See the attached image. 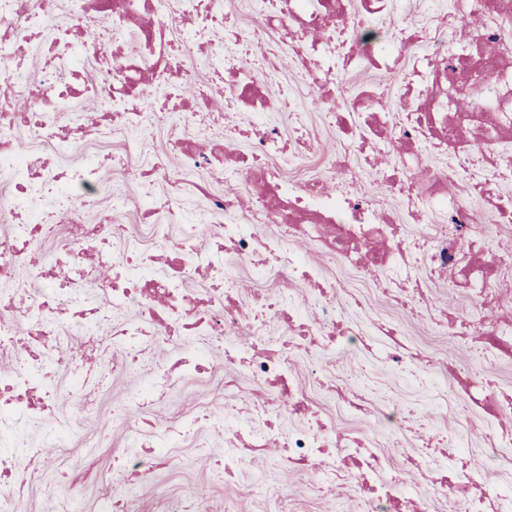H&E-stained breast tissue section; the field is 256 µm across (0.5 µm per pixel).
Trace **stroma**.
Returning <instances> with one entry per match:
<instances>
[{"label":"stroma","mask_w":512,"mask_h":512,"mask_svg":"<svg viewBox=\"0 0 512 512\" xmlns=\"http://www.w3.org/2000/svg\"><path fill=\"white\" fill-rule=\"evenodd\" d=\"M337 84L351 93L372 92L382 111L398 116L410 111L417 87L411 64H403L395 74L368 71L361 74H338ZM295 91L298 109L304 110L307 129L320 146L322 154L337 153L341 141L333 126L324 118L323 108L307 109L308 100L322 90L292 59L283 60L276 83L266 84L267 93H275L277 84ZM172 132L160 127L140 142L138 151L126 154L119 137L89 135L60 165L74 163L88 153H97L103 162V188L119 189L127 202V217L135 219L141 194V180L133 169L145 166L154 154L162 152L170 169H177L176 153L165 147ZM396 161L394 153L376 158L356 155L345 175L353 191L370 200L382 213L402 217L407 213L405 198L389 193L377 177L379 170ZM312 261L325 274L340 281L336 307L348 320L371 326L377 323L398 326L414 343L420 359L434 364L429 384H420L407 370L377 361L371 351L349 348L323 357L317 371H310L307 357L296 353L295 370L299 381L315 402L316 412L335 423L338 431H357L365 435L379 453L406 461L422 445L435 444L442 438L460 442L467 459L481 464L491 479L512 485V475L502 473L484 453L477 416L466 411L457 386L458 378L489 373L495 390L512 391V362L488 366L475 350L460 347L448 336L438 334L432 316L446 312L460 317L468 305L461 290L445 284H429V305L415 314L401 312L390 295L383 291L374 276L362 275L325 254L315 253ZM176 355L174 346L147 344L134 373L118 375L112 371L119 350L109 346L92 351L84 358L64 360L49 377L58 395L48 416L24 431L27 440L42 443L50 427L68 425L72 431L66 446L46 448L37 461L38 482L26 485L16 497L15 512H55L58 493L73 478L72 472L84 452L85 443L98 446V476L82 485L80 493L84 512H93L99 496L121 489L126 476L113 469L114 455L123 452L132 441L131 432L113 422L112 414L120 409L126 393L150 381L158 366L168 364ZM89 379L95 388L96 405L92 411L81 410L69 398L74 377ZM351 393L366 390L376 407L375 414L361 416L351 412L346 403L333 397L332 389ZM270 391L259 384L243 383L240 392L228 395L219 378L202 376L184 378L165 387L161 403L149 410L140 427L148 433L153 425H169L185 417H203L208 409L226 407L242 412L251 421L272 409ZM224 437L200 426L196 435L180 440L171 448L166 460L149 481L138 487V502L143 512H151L163 495L183 496L198 490L204 495L200 512H353L352 491L343 485L319 490L308 487L305 472L296 469L284 447L244 454L233 477L221 473Z\"/></svg>","instance_id":"stroma-1"}]
</instances>
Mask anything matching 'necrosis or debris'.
Returning a JSON list of instances; mask_svg holds the SVG:
<instances>
[{
  "mask_svg": "<svg viewBox=\"0 0 512 512\" xmlns=\"http://www.w3.org/2000/svg\"><path fill=\"white\" fill-rule=\"evenodd\" d=\"M386 3L361 0L363 12L352 20L344 0H254L259 28L248 32L227 26L225 0H0V84L13 92L12 98L0 97V178L10 185L9 198L0 205V222L10 227L0 235V283L26 265V252L36 240H53L66 255L65 276L35 266V289L0 295V354L14 359L0 370V512H13L20 490L16 476L30 470L41 453L25 442L21 430L37 422L54 398L44 374L57 359L25 340L56 335L64 314L70 326L80 329L83 344L106 342L121 352V360L112 365L116 372L135 366L149 338L171 335L180 336L181 352L170 375L213 371L210 341L235 330L225 356L231 365L224 373L225 391H236L243 377L276 387L282 400L277 412L293 425L283 433L267 420L255 431L240 415L211 411V427L224 435L225 476H233L241 464L243 436L252 435L256 447L264 448L270 435L279 432L291 461L309 470L314 484L352 486L359 512H433L437 500L459 502L464 512H512V488L463 461L456 441H448L441 456L420 454L404 465L374 454L362 438L339 434L314 415L294 383L287 353L271 347L265 336L270 324L289 328L314 362L326 352L363 346L369 332L337 321L331 302L335 284L310 263L307 251L291 246V239L299 238L358 272H382L398 286L395 304L413 313L422 308L408 288L418 271L435 282L457 273L474 311L465 326L452 319L449 328L480 337L488 364L512 359V251L496 246L483 213L471 205L467 178L480 169L489 183L512 179V166L496 160L505 137L512 135V0H454L453 12L433 9L432 26L401 25L391 37L364 38ZM62 11L69 22L59 30L55 20ZM470 16L481 19L478 31L465 25ZM287 27L296 28L297 37L284 43L286 54L314 60L328 83L340 67L349 72L412 62L420 90L407 120L389 125L382 113H366L370 134L361 141L341 126L343 151L324 164L333 173L361 149L381 153L397 148L398 164L383 179L405 185L410 208L436 218L433 232L404 242L389 218L345 184L330 185L327 177L295 182L284 176L289 160L309 156L317 147L306 133L284 140L267 120V113L290 107L293 92L283 87L266 95L253 60L261 33ZM49 31L54 34L49 62L31 70L26 64L30 40ZM425 39L432 40L433 50L421 57L416 49ZM195 46L206 49L219 92L201 91L187 68L186 54ZM454 84L477 90L472 107L449 106L447 88ZM79 95L99 101L108 119L99 134L124 132L128 149L173 112L184 126L224 142L215 152L176 139L180 167L175 174L167 170L164 155L153 157L140 206L159 230L155 254H147L137 237L121 230L123 202L113 205L111 223H86L85 209L101 191L97 155L60 168L48 162L72 151L91 131L76 108ZM230 101L258 117L244 153L236 146L235 128L210 120ZM21 126L29 142L15 141ZM421 142L444 148L450 156L447 168L431 174L425 185L415 180L423 162L415 147ZM205 169L223 172L225 193L204 189L197 176ZM160 180L173 181L178 196L198 200L194 217H186L179 204L160 201L154 191ZM245 192L257 199L249 215L241 210ZM168 224L181 227L174 253L160 233ZM269 224L278 226V234L266 232ZM204 226L212 238L208 245L199 240ZM118 253L124 257L119 265L113 262ZM159 261L171 267V274L149 275L150 264ZM240 265L249 266L260 283L247 308L237 306L234 298ZM199 277L208 287L195 294L190 284ZM92 284L107 296L106 304L88 302ZM300 288L310 292L313 318L302 314L296 296ZM132 307L138 317L114 325V314ZM374 331L382 337L375 358L424 374L423 366L412 365L409 347L394 326L379 325ZM464 397L486 411L482 434L488 452L499 469L511 471L512 429L499 422L512 420V394L471 378ZM197 424L196 418H185L151 432L147 440H133L116 462L132 475L150 478L154 461L163 459L174 441L194 435ZM378 470L389 473L388 484L374 480ZM426 472L437 478L424 493L415 476Z\"/></svg>",
  "mask_w": 512,
  "mask_h": 512,
  "instance_id": "obj_1",
  "label": "necrosis or debris"
}]
</instances>
